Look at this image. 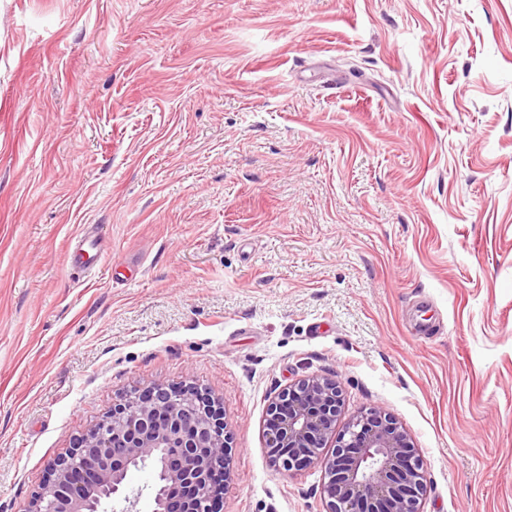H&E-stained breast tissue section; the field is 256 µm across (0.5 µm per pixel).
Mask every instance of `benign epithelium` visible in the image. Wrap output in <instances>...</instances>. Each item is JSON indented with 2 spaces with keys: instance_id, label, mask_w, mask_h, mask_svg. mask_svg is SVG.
I'll list each match as a JSON object with an SVG mask.
<instances>
[{
  "instance_id": "obj_1",
  "label": "benign epithelium",
  "mask_w": 512,
  "mask_h": 512,
  "mask_svg": "<svg viewBox=\"0 0 512 512\" xmlns=\"http://www.w3.org/2000/svg\"><path fill=\"white\" fill-rule=\"evenodd\" d=\"M336 380L305 376L268 407L269 462L277 472L324 470L325 512H419L423 460L398 422L373 408L336 429ZM160 461L171 488L154 512H223L215 473L231 479L223 400L197 386L155 383L119 400L112 413L51 462L24 512H99L121 495L128 472Z\"/></svg>"
}]
</instances>
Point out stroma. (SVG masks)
I'll list each match as a JSON object with an SVG mask.
<instances>
[{
    "label": "stroma",
    "mask_w": 512,
    "mask_h": 512,
    "mask_svg": "<svg viewBox=\"0 0 512 512\" xmlns=\"http://www.w3.org/2000/svg\"><path fill=\"white\" fill-rule=\"evenodd\" d=\"M305 375L420 512H512V0H0V512L158 382L223 400V512H324L264 434ZM102 257L101 243L93 231H83L69 244V265L72 268L80 269L82 272L98 263Z\"/></svg>",
    "instance_id": "obj_1"
}]
</instances>
